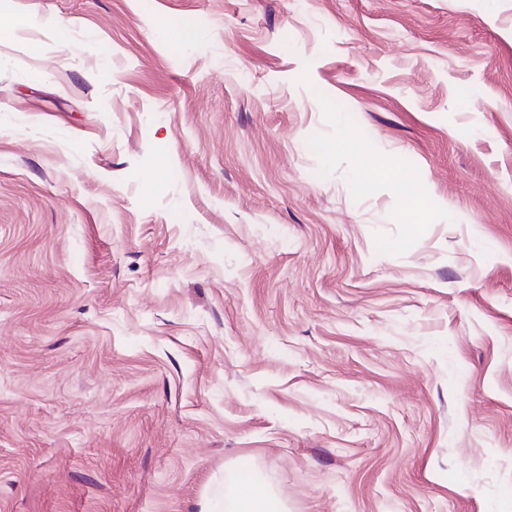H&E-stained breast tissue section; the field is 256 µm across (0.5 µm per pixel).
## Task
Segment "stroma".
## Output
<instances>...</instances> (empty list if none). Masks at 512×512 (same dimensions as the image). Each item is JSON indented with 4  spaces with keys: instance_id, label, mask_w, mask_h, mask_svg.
Returning a JSON list of instances; mask_svg holds the SVG:
<instances>
[{
    "instance_id": "stroma-1",
    "label": "stroma",
    "mask_w": 512,
    "mask_h": 512,
    "mask_svg": "<svg viewBox=\"0 0 512 512\" xmlns=\"http://www.w3.org/2000/svg\"><path fill=\"white\" fill-rule=\"evenodd\" d=\"M0 13V512H512V0ZM225 512H285L275 494L257 481L234 478L224 486Z\"/></svg>"
}]
</instances>
